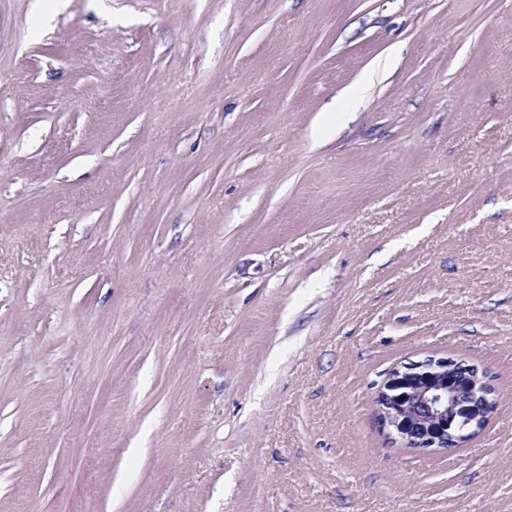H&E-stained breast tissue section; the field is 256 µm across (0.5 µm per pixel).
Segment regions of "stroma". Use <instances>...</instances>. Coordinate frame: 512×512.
<instances>
[{
	"label": "stroma",
	"mask_w": 512,
	"mask_h": 512,
	"mask_svg": "<svg viewBox=\"0 0 512 512\" xmlns=\"http://www.w3.org/2000/svg\"><path fill=\"white\" fill-rule=\"evenodd\" d=\"M0 512H512V0H0ZM452 357L426 356L395 368L375 398L382 426L395 440L419 452L446 450L440 439L452 437L458 447L481 429L482 407L490 403L493 387L488 372L476 365L474 373L458 372ZM454 447V448H455Z\"/></svg>",
	"instance_id": "obj_1"
}]
</instances>
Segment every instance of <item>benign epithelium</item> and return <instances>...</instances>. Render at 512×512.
Masks as SVG:
<instances>
[{"mask_svg":"<svg viewBox=\"0 0 512 512\" xmlns=\"http://www.w3.org/2000/svg\"><path fill=\"white\" fill-rule=\"evenodd\" d=\"M452 358L429 355L396 368L375 398L382 426L407 448L441 449L448 437L459 444L481 429L476 404L490 403L493 387L484 369L455 375Z\"/></svg>","mask_w":512,"mask_h":512,"instance_id":"benign-epithelium-1","label":"benign epithelium"}]
</instances>
